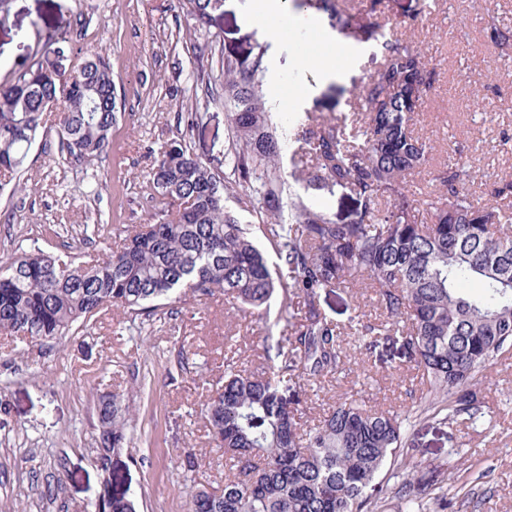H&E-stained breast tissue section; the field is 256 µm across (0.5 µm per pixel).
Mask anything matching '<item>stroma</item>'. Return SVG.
Returning a JSON list of instances; mask_svg holds the SVG:
<instances>
[{
	"label": "stroma",
	"instance_id": "obj_1",
	"mask_svg": "<svg viewBox=\"0 0 512 512\" xmlns=\"http://www.w3.org/2000/svg\"><path fill=\"white\" fill-rule=\"evenodd\" d=\"M346 3L339 36L363 48L357 67L330 81L297 70L292 59L311 32L304 25L290 32L277 81L284 93H308L296 109L266 93L277 123L299 111L339 119L357 111L353 90L379 66L380 36L366 0ZM427 3L380 5L394 36L423 40L439 73L416 130L436 145L435 162L454 139L469 145L476 175L510 172L512 141L500 132L512 131V63L489 25L512 27V0H496L492 15L482 0H439L432 10ZM260 43L229 4L198 29L177 0H0V83L47 51H61L70 67L101 51L117 103L107 152L66 159L56 131L43 130L22 168L0 179V259L38 247L80 264L119 230L153 222L148 175L180 119L190 121L189 151L223 175L232 132L222 63L250 65ZM481 95L495 107L493 121L474 106ZM287 304L276 291L243 335L219 297L161 305L134 320L107 310L59 339L0 334V512H90L112 496L129 500L132 512H187L189 489L223 486L224 459L200 413L204 382L223 374L227 353L250 366L281 340ZM414 376L400 339H381L365 362L312 392L306 414L322 416L346 393L406 413L411 467L442 479L455 469L465 485L450 512H512V352L478 381L487 423L477 429L420 415ZM112 396L129 408L128 445L104 464L96 453L99 409Z\"/></svg>",
	"mask_w": 512,
	"mask_h": 512
}]
</instances>
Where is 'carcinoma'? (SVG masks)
I'll use <instances>...</instances> for the list:
<instances>
[{
	"mask_svg": "<svg viewBox=\"0 0 512 512\" xmlns=\"http://www.w3.org/2000/svg\"><path fill=\"white\" fill-rule=\"evenodd\" d=\"M341 24L345 0H293ZM198 28L224 0H179ZM491 39L512 57V28L489 16ZM381 61L356 94L351 121L308 116L288 139L310 156L295 191L280 163L283 143L266 108L263 53L252 68L224 61L232 170L216 176L177 135L158 149L149 179L156 221L122 231L120 242L82 265L38 248L0 261V331L54 338L95 320L105 308L131 317L189 295L200 305L224 297L247 327L277 289L289 295L287 334L253 370L225 358L201 413L224 454V486L198 488L188 512H373L399 494L402 512H423L433 477L399 462L407 418L338 399L313 428L300 423L308 390L347 370V337L367 352L380 336L401 339L421 395L444 405L448 422H486L475 380L512 349V174L495 176L492 201L473 191L465 147L448 142V160L431 165L435 146L415 132V116L436 81L425 47L391 35ZM84 83L46 53L0 84V176L23 166L47 113L58 112L61 151L82 161L109 147L115 121L106 59H87ZM428 173L435 189L415 200L411 184ZM356 196L359 220L339 223L317 202L337 189ZM260 216L245 224L241 213ZM276 257L272 273L255 237ZM358 282L377 311L355 309L343 326L321 309V295ZM127 409L102 402L101 462L126 442ZM397 479V485L390 479ZM122 498L91 512H129Z\"/></svg>",
	"mask_w": 512,
	"mask_h": 512,
	"instance_id": "carcinoma-1",
	"label": "carcinoma"
}]
</instances>
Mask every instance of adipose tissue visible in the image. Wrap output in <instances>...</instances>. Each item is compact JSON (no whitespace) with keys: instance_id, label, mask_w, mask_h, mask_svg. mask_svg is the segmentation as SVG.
Here are the masks:
<instances>
[{"instance_id":"obj_1","label":"adipose tissue","mask_w":512,"mask_h":512,"mask_svg":"<svg viewBox=\"0 0 512 512\" xmlns=\"http://www.w3.org/2000/svg\"><path fill=\"white\" fill-rule=\"evenodd\" d=\"M244 18L261 38L276 45L294 28L297 14L289 0H246ZM359 57L358 50L340 41L335 31L318 21L313 25L311 48L296 56L295 66L338 78L352 71Z\"/></svg>"}]
</instances>
